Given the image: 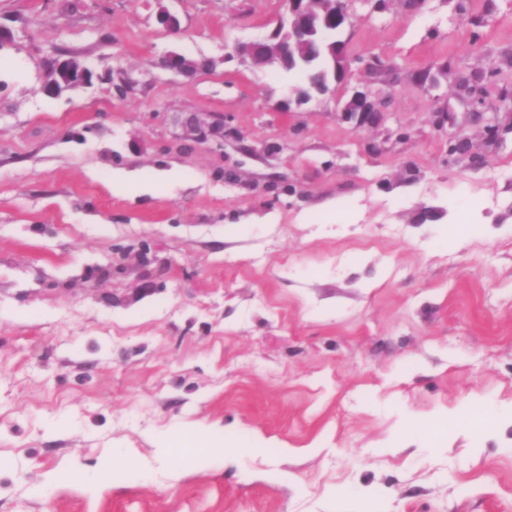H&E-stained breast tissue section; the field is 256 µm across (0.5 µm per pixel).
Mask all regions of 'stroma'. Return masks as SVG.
<instances>
[{
    "instance_id": "35a3bbf8",
    "label": "stroma",
    "mask_w": 512,
    "mask_h": 512,
    "mask_svg": "<svg viewBox=\"0 0 512 512\" xmlns=\"http://www.w3.org/2000/svg\"><path fill=\"white\" fill-rule=\"evenodd\" d=\"M347 6L352 76L286 113L224 58L284 0H0V512H512V0ZM158 65L162 69H167L170 71L186 73L190 71H194L196 67L201 68H209L210 64L208 60L201 59L198 60L197 65L195 67V62L193 60L187 59L180 53L172 52L165 55L159 62ZM91 71L74 57L56 60L51 69V78L46 84V90L55 94L63 88L75 87L90 80ZM379 113L375 104L368 100L365 94L354 95L344 107V115L349 119H355L360 126L371 123Z\"/></svg>"
}]
</instances>
